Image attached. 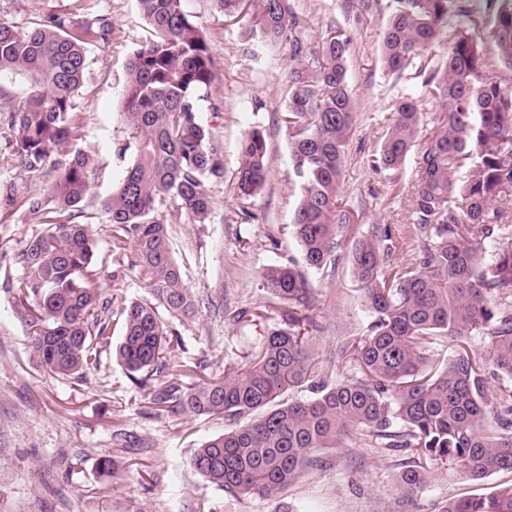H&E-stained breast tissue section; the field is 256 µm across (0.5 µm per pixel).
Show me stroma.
I'll return each instance as SVG.
<instances>
[{"label": "stroma", "mask_w": 512, "mask_h": 512, "mask_svg": "<svg viewBox=\"0 0 512 512\" xmlns=\"http://www.w3.org/2000/svg\"><path fill=\"white\" fill-rule=\"evenodd\" d=\"M309 49H317L330 29L352 38L348 77L355 102V134L345 155L341 195L362 232L380 224H404L410 217L417 158L409 156L394 188L368 167L402 91L416 85L415 70L402 79L385 74L380 59L391 0H291ZM186 11L205 31L216 63V80L199 103L200 120L219 133L224 177L209 182L214 201L206 224L181 217L172 227L174 256L184 283L204 303L194 328L172 348V361L203 363L207 374H223L247 360L244 338L267 330L263 321L233 322L237 312L257 306L264 295L260 274L269 265L298 256L292 216L300 196L283 123L288 109L287 46L246 57L248 19L230 20L215 0H184ZM87 22L112 19L108 41L86 46L87 70L76 96L85 126L79 149L94 159L92 193L82 204L94 226L101 286L121 309L145 290L137 273L112 263L120 233L108 224L102 201L117 184L124 164L114 154L124 137L119 114L127 62L145 42L150 28L136 0H0V20L32 26L47 10ZM0 94V182L12 181L27 194L45 192L50 175L22 171L12 160L14 132L9 113L25 95L22 79L4 81ZM263 131L269 174L258 195L238 198V145L251 130ZM44 231L19 206L0 202V282L19 275L15 254ZM277 247H270V240ZM352 237H344L335 269L308 271L318 293L316 317L324 330L312 343L317 368L308 381L290 388L287 398L313 397V385L359 377L342 349L360 337L370 321L351 271ZM223 417H190L154 412L148 392L139 390L114 355L99 371L83 377L49 375L33 353L27 327L8 294L0 291V512H442L448 499L485 494L512 483L500 472L477 483L453 466L436 463L426 489L405 495L399 475L411 457L408 448H381L361 434L344 447L325 450L326 469H308L272 497L234 495L206 484L189 465L195 450L222 434ZM126 439L115 438V430ZM111 456L116 474L103 476L101 455Z\"/></svg>", "instance_id": "35a3bbf8"}]
</instances>
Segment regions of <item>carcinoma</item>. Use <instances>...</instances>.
Listing matches in <instances>:
<instances>
[{"instance_id": "obj_1", "label": "carcinoma", "mask_w": 512, "mask_h": 512, "mask_svg": "<svg viewBox=\"0 0 512 512\" xmlns=\"http://www.w3.org/2000/svg\"><path fill=\"white\" fill-rule=\"evenodd\" d=\"M216 2L226 18H249L247 54L283 43L291 53L285 124L300 185L292 218L300 260L265 268L263 304L237 314L279 317L252 344L249 364L183 385L195 370L170 362L169 344L193 328L203 299L184 285L169 225L184 213L205 223L212 209L206 182L224 177L221 140L198 116L215 64L184 0H137L152 34L128 64L118 153L129 160L102 208L130 243L114 261L139 274L148 297L120 311L119 364L144 389L154 376L173 379L152 390L157 410L221 415L230 423L195 449L190 466L232 494L272 496L304 468L326 467L321 451L341 447L355 431L415 451L400 474L409 496L427 487L438 461L473 481L512 473V395L493 402L487 393L488 378L512 380V82L500 73L502 67L512 72V0H493L483 24L470 17V0H393L381 44L386 74L400 79L426 50L447 44L444 64L396 98L370 159L373 172L391 176L420 146L410 222L379 224L354 242L352 273L372 317L351 343L361 377L286 401L282 395L309 372L319 330L311 314L315 288L298 266L335 265L352 226L339 192L354 125L351 36L338 29L307 52L288 0ZM453 15L482 27L481 40L495 47L498 66L466 26L448 30ZM111 32L106 17L79 24L54 10L26 29L0 21V78L28 84L10 114L11 155L26 172H55L45 195L0 185V199L22 202L46 226L17 253L21 274L3 288L53 376L99 370L112 344L111 305L93 265V225L78 221L93 158L68 150L84 127L75 98L87 68L85 45ZM433 101L440 109L429 112ZM268 172L266 139L254 129L239 142V196L258 194ZM410 241L418 242L412 254ZM400 254L409 258L396 260ZM434 336L465 344L478 338L489 361H474L464 349L436 368L426 347ZM443 512H512V484L450 499Z\"/></svg>"}]
</instances>
